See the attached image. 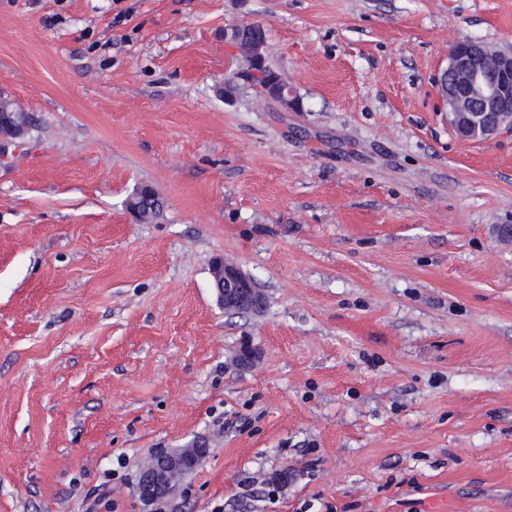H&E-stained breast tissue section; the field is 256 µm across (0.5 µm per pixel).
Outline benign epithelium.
Segmentation results:
<instances>
[{"instance_id":"1","label":"benign epithelium","mask_w":512,"mask_h":512,"mask_svg":"<svg viewBox=\"0 0 512 512\" xmlns=\"http://www.w3.org/2000/svg\"><path fill=\"white\" fill-rule=\"evenodd\" d=\"M247 34L253 24L243 22L226 29L225 39L242 55L247 67L240 77L247 83L265 66V43L258 39H233L232 30ZM448 112L462 125V137L487 139L502 127L512 124V54L492 50L476 40L460 41L451 49L448 68L441 80ZM259 101L269 112H298L297 96L279 77H272ZM212 288L218 304L226 311L259 314L264 309V294L257 282L235 264L216 258L211 263ZM259 350L249 339L241 342L234 361L242 369L252 368ZM206 448L193 443L174 454L154 455L138 466L134 491L145 506L174 498L182 490L187 473L200 465Z\"/></svg>"}]
</instances>
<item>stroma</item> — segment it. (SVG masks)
<instances>
[{
  "label": "stroma",
  "mask_w": 512,
  "mask_h": 512,
  "mask_svg": "<svg viewBox=\"0 0 512 512\" xmlns=\"http://www.w3.org/2000/svg\"><path fill=\"white\" fill-rule=\"evenodd\" d=\"M464 40L512 52V0H0V512H147L139 462L194 440L163 512H512V127L456 134ZM239 29L246 34H251L253 29V23L242 22L227 28L224 32L225 39L228 41L230 46L242 55L244 61L247 63V67L241 71L240 77L254 90L255 95L258 94V88H262L266 79V73L270 72V68L274 69L268 63V67L262 70L261 74H257L251 80V76L259 72V69L265 66V44L258 39H233L230 37L231 30ZM251 82V83H250ZM259 101L270 112H299L297 96L280 77H272L263 88ZM211 276L217 302L224 310L259 314L264 309V294L257 282L235 264L216 258L211 263Z\"/></svg>",
  "instance_id": "35a3bbf8"
}]
</instances>
